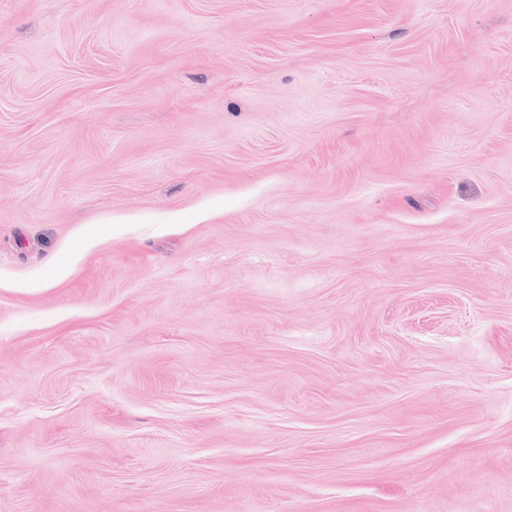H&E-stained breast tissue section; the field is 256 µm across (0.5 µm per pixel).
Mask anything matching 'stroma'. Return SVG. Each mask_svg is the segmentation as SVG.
Instances as JSON below:
<instances>
[{"label": "stroma", "instance_id": "stroma-1", "mask_svg": "<svg viewBox=\"0 0 512 512\" xmlns=\"http://www.w3.org/2000/svg\"><path fill=\"white\" fill-rule=\"evenodd\" d=\"M0 512H512V0H0Z\"/></svg>", "mask_w": 512, "mask_h": 512}]
</instances>
